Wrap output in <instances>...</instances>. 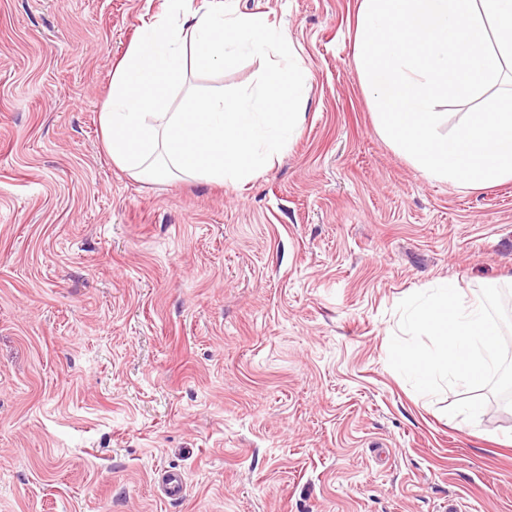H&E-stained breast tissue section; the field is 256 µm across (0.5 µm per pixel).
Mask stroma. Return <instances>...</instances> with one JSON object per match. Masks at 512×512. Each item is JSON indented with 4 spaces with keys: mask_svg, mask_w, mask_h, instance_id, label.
<instances>
[{
    "mask_svg": "<svg viewBox=\"0 0 512 512\" xmlns=\"http://www.w3.org/2000/svg\"><path fill=\"white\" fill-rule=\"evenodd\" d=\"M223 2L310 73L301 132L242 186L139 180L103 147L166 0H0V512H512V407L388 363L398 303L442 280L512 311V181L430 179L381 135L361 0ZM157 481L168 498L178 500L183 497L185 493V486L183 477L180 473L161 470L158 472Z\"/></svg>",
    "mask_w": 512,
    "mask_h": 512,
    "instance_id": "stroma-1",
    "label": "stroma"
}]
</instances>
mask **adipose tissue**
I'll return each mask as SVG.
<instances>
[{"instance_id":"adipose-tissue-1","label":"adipose tissue","mask_w":512,"mask_h":512,"mask_svg":"<svg viewBox=\"0 0 512 512\" xmlns=\"http://www.w3.org/2000/svg\"><path fill=\"white\" fill-rule=\"evenodd\" d=\"M190 49L204 66L246 55L266 67L251 92L191 89L181 111H166L169 87L182 84ZM307 74L287 34L262 15L169 0L168 11L144 23L112 72L100 115L105 149L139 178L250 181L299 134Z\"/></svg>"}]
</instances>
